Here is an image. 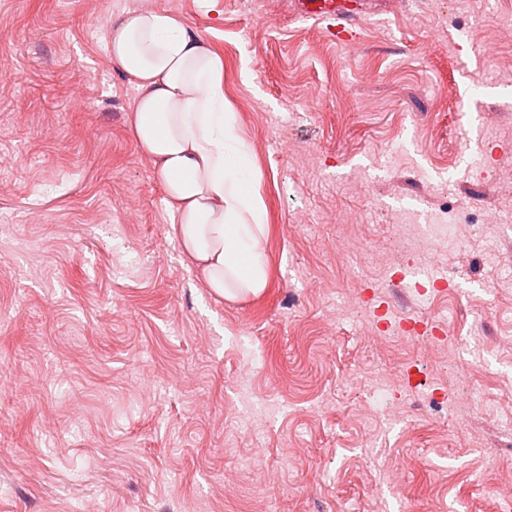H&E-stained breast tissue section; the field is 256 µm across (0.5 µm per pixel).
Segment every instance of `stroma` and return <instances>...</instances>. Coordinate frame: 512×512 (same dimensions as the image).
Listing matches in <instances>:
<instances>
[{"label":"stroma","mask_w":512,"mask_h":512,"mask_svg":"<svg viewBox=\"0 0 512 512\" xmlns=\"http://www.w3.org/2000/svg\"><path fill=\"white\" fill-rule=\"evenodd\" d=\"M150 9L224 61L260 295L168 234L107 49ZM505 23L374 0L339 43L289 0H0V512H512Z\"/></svg>","instance_id":"1"}]
</instances>
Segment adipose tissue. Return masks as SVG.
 <instances>
[{
    "instance_id": "obj_1",
    "label": "adipose tissue",
    "mask_w": 512,
    "mask_h": 512,
    "mask_svg": "<svg viewBox=\"0 0 512 512\" xmlns=\"http://www.w3.org/2000/svg\"><path fill=\"white\" fill-rule=\"evenodd\" d=\"M138 95L132 125L170 210V234L214 294L268 285L266 211L249 146L226 106L224 62L164 10L130 11L109 31Z\"/></svg>"
}]
</instances>
